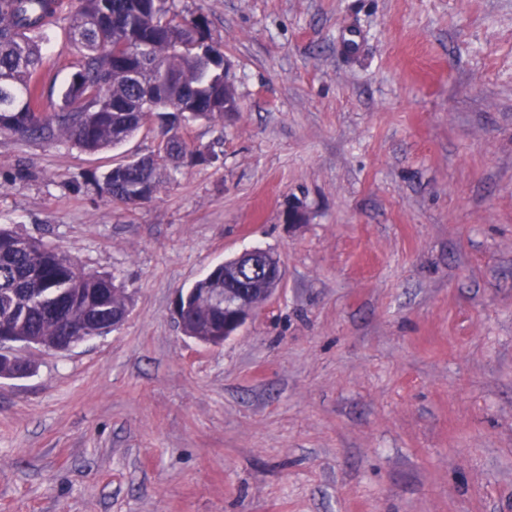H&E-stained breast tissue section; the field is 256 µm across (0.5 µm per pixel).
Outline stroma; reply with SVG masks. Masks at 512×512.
<instances>
[{"label":"stroma","instance_id":"obj_1","mask_svg":"<svg viewBox=\"0 0 512 512\" xmlns=\"http://www.w3.org/2000/svg\"><path fill=\"white\" fill-rule=\"evenodd\" d=\"M239 110L213 165L127 207L87 154L0 134V227L132 295L117 329L0 378V512H512V0H175ZM52 104L81 50L42 45ZM301 202L302 224L284 211ZM285 271L208 346L176 294ZM265 274L273 281L271 288H257L263 291L255 296L249 288L250 279ZM284 271L279 261L266 250H246L236 257L224 261L209 277L203 278L189 288V312L195 318L194 325L224 326L223 336H188L206 345H220L235 336L252 318L260 305L279 288ZM224 287V289H223ZM206 288H214L210 294L212 307L222 309L224 314L213 311L207 304Z\"/></svg>","mask_w":512,"mask_h":512}]
</instances>
